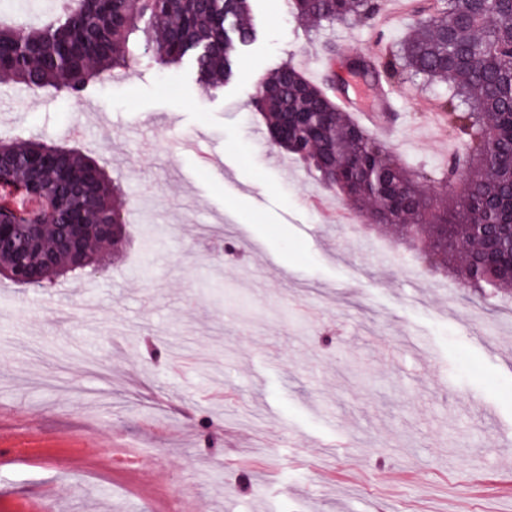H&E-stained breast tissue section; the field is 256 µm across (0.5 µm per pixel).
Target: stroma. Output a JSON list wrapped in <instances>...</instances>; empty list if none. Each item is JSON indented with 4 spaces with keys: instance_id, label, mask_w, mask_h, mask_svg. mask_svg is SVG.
<instances>
[{
    "instance_id": "obj_1",
    "label": "stroma",
    "mask_w": 512,
    "mask_h": 512,
    "mask_svg": "<svg viewBox=\"0 0 512 512\" xmlns=\"http://www.w3.org/2000/svg\"><path fill=\"white\" fill-rule=\"evenodd\" d=\"M372 26L304 27L250 0L256 39L213 90L153 61L82 97L0 84V129L104 163L131 240L52 288L0 277V512H512V294L430 271L269 146L252 101L292 66L398 50L437 0H380ZM388 149L441 189L459 147L448 84L385 81ZM321 194L324 209L308 203ZM121 448L139 457L123 470Z\"/></svg>"
}]
</instances>
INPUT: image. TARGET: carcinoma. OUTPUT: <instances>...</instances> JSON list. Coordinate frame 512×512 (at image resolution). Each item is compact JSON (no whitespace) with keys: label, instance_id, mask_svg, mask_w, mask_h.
<instances>
[{"label":"carcinoma","instance_id":"1","mask_svg":"<svg viewBox=\"0 0 512 512\" xmlns=\"http://www.w3.org/2000/svg\"><path fill=\"white\" fill-rule=\"evenodd\" d=\"M39 25L0 20V76L33 92L81 97L135 60L133 31L143 28L154 62L171 68L189 59L197 82L218 89L234 73L238 47L255 38L249 0H70ZM417 21L402 51L383 64L392 75L452 85L448 117L461 139L448 159L446 193L421 189L420 177L340 109L324 88L294 67L260 79L254 104L272 145L301 162L324 187L383 226L425 264L452 271L464 288L512 287V0H438ZM301 22L355 19L372 23L377 0H286ZM0 178L15 199L37 196L42 224L0 255V276L15 282L31 268L41 286L97 269L102 252L127 235L120 186L91 157L40 137L0 138ZM67 224H112L72 262Z\"/></svg>","mask_w":512,"mask_h":512}]
</instances>
